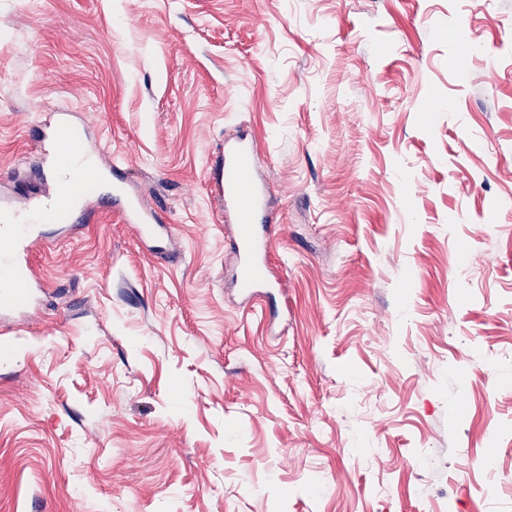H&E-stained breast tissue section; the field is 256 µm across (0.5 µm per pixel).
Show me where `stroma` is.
Instances as JSON below:
<instances>
[{"instance_id":"obj_1","label":"stroma","mask_w":512,"mask_h":512,"mask_svg":"<svg viewBox=\"0 0 512 512\" xmlns=\"http://www.w3.org/2000/svg\"><path fill=\"white\" fill-rule=\"evenodd\" d=\"M59 112L172 233L46 223L0 512H512V0H0V203ZM235 130L258 307L207 180ZM253 153V142L246 136L225 140L209 172L211 191L224 211V222L235 229L229 240L239 261L235 280L252 303L260 298L257 288L269 279L275 242L269 188L256 178Z\"/></svg>"}]
</instances>
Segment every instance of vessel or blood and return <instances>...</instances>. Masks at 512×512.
Here are the masks:
<instances>
[{
    "instance_id": "vessel-or-blood-1",
    "label": "vessel or blood",
    "mask_w": 512,
    "mask_h": 512,
    "mask_svg": "<svg viewBox=\"0 0 512 512\" xmlns=\"http://www.w3.org/2000/svg\"><path fill=\"white\" fill-rule=\"evenodd\" d=\"M41 152L49 163L48 192L36 200L27 222L10 219L0 223V293L4 295L33 286L29 257L47 244L43 235L34 232V223L62 217L63 206L71 201L82 203L83 218H90L93 213L85 204L92 174L81 170L79 163L94 149L77 136L65 116H58L51 134L43 136ZM253 153V143L247 137L225 141L209 172L210 187L224 219L234 227L229 248L238 258L235 280L251 301L257 300L260 285L269 278L275 242L269 189L256 178ZM113 196L121 206L125 223L133 225L140 238L153 237L163 230L159 213L143 194L130 192L117 183Z\"/></svg>"
}]
</instances>
